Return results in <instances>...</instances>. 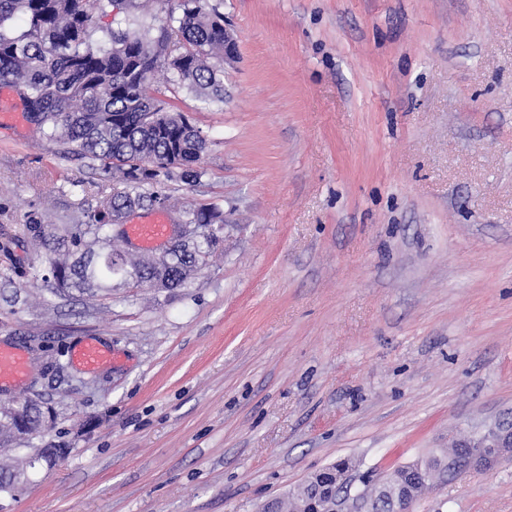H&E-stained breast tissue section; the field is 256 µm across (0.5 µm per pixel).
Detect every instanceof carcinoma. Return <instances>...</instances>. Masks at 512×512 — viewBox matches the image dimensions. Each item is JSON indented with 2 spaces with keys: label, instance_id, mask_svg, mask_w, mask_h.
Instances as JSON below:
<instances>
[{
  "label": "carcinoma",
  "instance_id": "cac0c4a2",
  "mask_svg": "<svg viewBox=\"0 0 512 512\" xmlns=\"http://www.w3.org/2000/svg\"><path fill=\"white\" fill-rule=\"evenodd\" d=\"M181 13L158 29L140 25L114 29L112 16L140 8L138 0H0V84L16 88L29 120L48 141L89 167L120 173L123 191L100 202L80 224L60 236L35 220L27 231L45 251L48 274L41 277L53 295L76 290L92 296L112 289V278L137 286L184 287L198 257L216 239L176 244L163 258H129L112 250V224L131 209L163 205L167 197L150 187L169 179L170 165L187 184L201 180L199 161L207 139L184 112L150 96L146 84L156 73L207 104L224 101V15L203 0H180ZM178 33L173 38L172 33ZM156 116L145 120V113ZM191 224H222L216 205L186 211ZM21 418L0 416V447L17 444L16 434L33 438L44 426L42 406L18 401ZM411 477L413 498L445 468L442 458L422 462ZM21 464L0 467V494L17 490L12 473ZM310 486L302 484L275 502L277 512H312Z\"/></svg>",
  "mask_w": 512,
  "mask_h": 512
}]
</instances>
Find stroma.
Here are the masks:
<instances>
[{
  "label": "stroma",
  "mask_w": 512,
  "mask_h": 512,
  "mask_svg": "<svg viewBox=\"0 0 512 512\" xmlns=\"http://www.w3.org/2000/svg\"><path fill=\"white\" fill-rule=\"evenodd\" d=\"M238 56L171 223L224 212L186 287L43 291L33 218L75 224L112 171L0 123V344L67 448L0 512H260L352 460L346 501L512 420V0H208ZM118 353L94 371L73 347ZM411 512H512V459L452 468Z\"/></svg>",
  "instance_id": "obj_1"
}]
</instances>
